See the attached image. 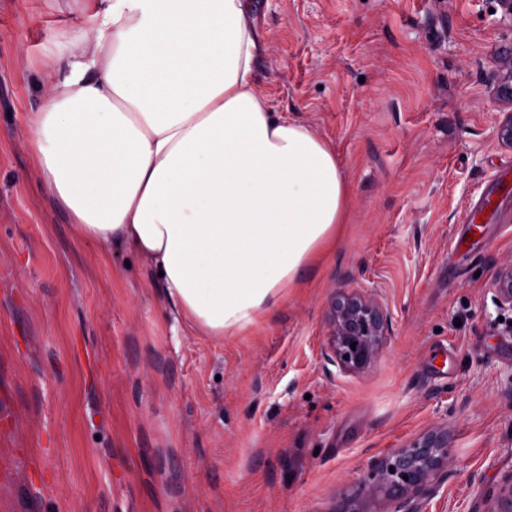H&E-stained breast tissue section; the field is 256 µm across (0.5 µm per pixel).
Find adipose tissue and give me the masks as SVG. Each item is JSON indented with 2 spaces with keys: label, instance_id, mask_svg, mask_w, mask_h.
<instances>
[{
  "label": "adipose tissue",
  "instance_id": "ef3b65f1",
  "mask_svg": "<svg viewBox=\"0 0 512 512\" xmlns=\"http://www.w3.org/2000/svg\"><path fill=\"white\" fill-rule=\"evenodd\" d=\"M93 26L28 113L38 176L80 238L160 272L211 336L253 325L336 246L331 143L254 80L250 0H89Z\"/></svg>",
  "mask_w": 512,
  "mask_h": 512
}]
</instances>
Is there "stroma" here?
I'll use <instances>...</instances> for the list:
<instances>
[{
  "label": "stroma",
  "mask_w": 512,
  "mask_h": 512,
  "mask_svg": "<svg viewBox=\"0 0 512 512\" xmlns=\"http://www.w3.org/2000/svg\"><path fill=\"white\" fill-rule=\"evenodd\" d=\"M256 81L330 141L335 254L234 336L174 319L129 250L80 240L26 112L92 25L0 0V512H331L435 427L453 463L417 512H487L512 473V148L496 137L498 0H254ZM483 222H470L473 212ZM376 290L381 359L323 360L330 297ZM493 302L497 309L512 311V265L502 269L495 284Z\"/></svg>",
  "instance_id": "1"
}]
</instances>
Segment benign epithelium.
Instances as JSON below:
<instances>
[{
    "label": "benign epithelium",
    "mask_w": 512,
    "mask_h": 512,
    "mask_svg": "<svg viewBox=\"0 0 512 512\" xmlns=\"http://www.w3.org/2000/svg\"><path fill=\"white\" fill-rule=\"evenodd\" d=\"M499 106L512 105V53L501 58L493 94ZM498 141L512 147V113L497 125ZM493 302L499 311H512V265L502 269ZM325 360L347 373H359L382 356L391 319L381 297L372 291L344 288L328 304ZM448 431L428 430L369 465L367 497L381 498L391 512H414L413 503L430 497L448 472ZM488 512H512V473L487 492Z\"/></svg>",
    "instance_id": "7a95c632"
}]
</instances>
